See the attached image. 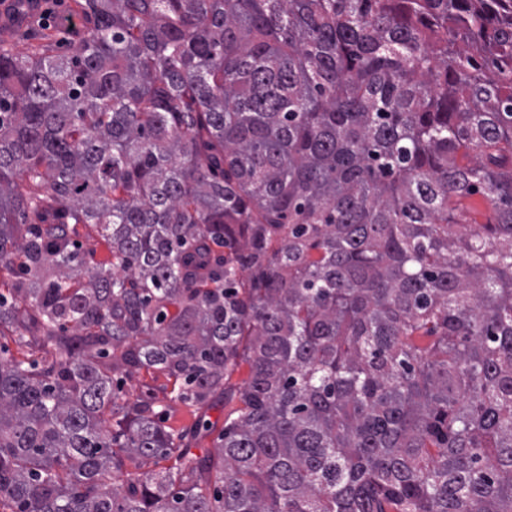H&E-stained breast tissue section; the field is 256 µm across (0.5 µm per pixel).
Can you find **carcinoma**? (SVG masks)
I'll return each mask as SVG.
<instances>
[{
	"mask_svg": "<svg viewBox=\"0 0 512 512\" xmlns=\"http://www.w3.org/2000/svg\"><path fill=\"white\" fill-rule=\"evenodd\" d=\"M80 14L0 44V512H512V0ZM164 382L165 379L161 375L141 369L124 380L123 392H126L131 398H146L150 393L149 387L159 386ZM232 406L224 407V402H215L205 411L203 420L209 423V431L197 430V423L201 417L200 411L182 403H171L163 414L165 425L176 431L183 432L191 445L192 451L201 453L203 450L214 451L216 438L224 426L225 417L231 412Z\"/></svg>",
	"mask_w": 512,
	"mask_h": 512,
	"instance_id": "obj_1",
	"label": "carcinoma"
}]
</instances>
